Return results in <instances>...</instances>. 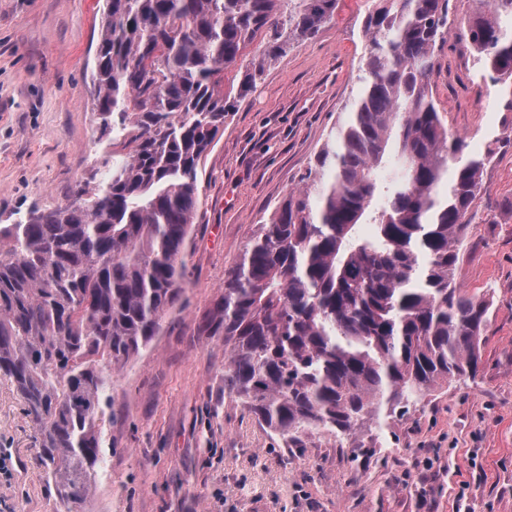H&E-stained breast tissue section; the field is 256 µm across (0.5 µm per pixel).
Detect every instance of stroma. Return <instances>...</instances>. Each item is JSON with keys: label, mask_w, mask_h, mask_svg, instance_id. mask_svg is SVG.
<instances>
[{"label": "stroma", "mask_w": 512, "mask_h": 512, "mask_svg": "<svg viewBox=\"0 0 512 512\" xmlns=\"http://www.w3.org/2000/svg\"><path fill=\"white\" fill-rule=\"evenodd\" d=\"M374 0L265 66L224 120L199 172L200 209L183 293L158 336L112 370L107 464L78 512H512V112L485 83L449 0L431 91L449 134L490 152L454 280L490 296L476 375L424 393L404 416L348 440L286 448L224 390V339L204 320L225 274L275 206L303 188L347 118ZM105 0H0V225L65 205L102 174L91 72ZM23 405L0 379V512H59Z\"/></svg>", "instance_id": "stroma-1"}]
</instances>
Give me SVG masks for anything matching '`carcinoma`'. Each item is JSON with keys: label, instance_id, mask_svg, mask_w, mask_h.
Here are the masks:
<instances>
[{"label": "carcinoma", "instance_id": "obj_1", "mask_svg": "<svg viewBox=\"0 0 512 512\" xmlns=\"http://www.w3.org/2000/svg\"><path fill=\"white\" fill-rule=\"evenodd\" d=\"M288 2V12L281 4ZM93 83L105 159L93 190L0 225V378L22 399L65 512L105 463L112 368L179 301L199 167L229 110L224 71L261 38V70L338 0H105ZM468 19L481 77H512V0ZM362 86L314 178L279 203L224 278L206 328L224 391L286 448L350 437L444 381L475 375L490 302L452 271L491 152H466L429 93L448 0H377Z\"/></svg>", "mask_w": 512, "mask_h": 512}]
</instances>
